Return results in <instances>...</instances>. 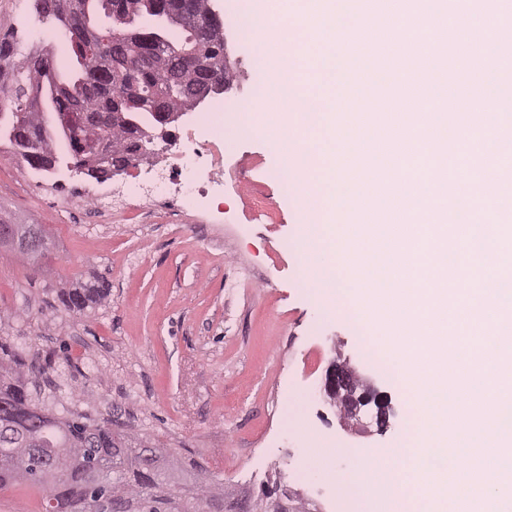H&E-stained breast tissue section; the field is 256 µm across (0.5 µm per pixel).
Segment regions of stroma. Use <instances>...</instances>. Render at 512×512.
<instances>
[{"label":"stroma","mask_w":512,"mask_h":512,"mask_svg":"<svg viewBox=\"0 0 512 512\" xmlns=\"http://www.w3.org/2000/svg\"><path fill=\"white\" fill-rule=\"evenodd\" d=\"M237 74L225 101L250 105L271 76L263 42L225 27ZM51 52L57 73L71 65L70 38L39 22L35 0H0V37ZM282 163L264 132L233 123L224 156V194L179 216L133 210L104 223L92 207L51 210L49 195L73 186L28 173L0 142V212L47 232L43 271L0 247V339L52 354L40 393L173 448L184 467L200 464L226 493H261L278 482L307 512H362L340 476L380 462L383 449L415 445L412 396L368 356L361 332L377 321L351 309L325 314L294 254L298 234ZM106 278L102 306L65 311L66 284ZM67 348L68 359L58 356ZM350 358L393 408L386 432L343 430L322 385L335 354Z\"/></svg>","instance_id":"1"}]
</instances>
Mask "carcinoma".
I'll use <instances>...</instances> for the list:
<instances>
[{
    "label": "carcinoma",
    "mask_w": 512,
    "mask_h": 512,
    "mask_svg": "<svg viewBox=\"0 0 512 512\" xmlns=\"http://www.w3.org/2000/svg\"><path fill=\"white\" fill-rule=\"evenodd\" d=\"M210 0H54L37 10L41 20L64 28L78 24L82 43H71L75 68L68 75L43 72L38 52L24 55L18 42L0 40V60L12 64L10 119L0 127L28 167L55 169L61 160L101 181L112 168L128 166L139 144H148L160 125L156 97L170 113L197 108L191 70L158 59L139 77L137 90L116 84L81 82L83 48L120 35L134 54L149 56L160 44L172 53L220 57L218 36L200 40L191 17L204 15ZM100 122L76 125L81 116ZM109 283L97 279L60 291L65 310L80 312L106 300ZM29 353L0 343V490L27 483L42 492L44 512H230L224 487L209 481L205 469L192 481L175 477L180 462L171 448L152 443L132 429H115L112 419L85 422L69 408L58 416L34 399L37 386L24 371Z\"/></svg>",
    "instance_id": "obj_1"
}]
</instances>
